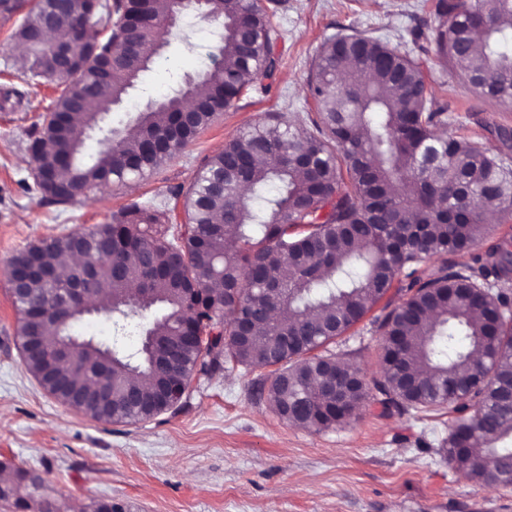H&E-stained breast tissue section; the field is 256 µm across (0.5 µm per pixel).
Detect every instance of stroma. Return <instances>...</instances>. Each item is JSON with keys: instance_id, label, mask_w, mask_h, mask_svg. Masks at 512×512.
Returning a JSON list of instances; mask_svg holds the SVG:
<instances>
[{"instance_id": "obj_1", "label": "stroma", "mask_w": 512, "mask_h": 512, "mask_svg": "<svg viewBox=\"0 0 512 512\" xmlns=\"http://www.w3.org/2000/svg\"><path fill=\"white\" fill-rule=\"evenodd\" d=\"M432 0H284L272 24L280 70L267 91L241 96L150 176L62 207L36 191L27 132L56 92L31 86L28 100L0 95V462L42 472L64 512H512V487L489 489L448 466L441 441L447 416L365 403L357 419L315 431L283 421L257 385L267 368L236 366L194 377L178 411L132 423L85 418L47 395L23 365L18 314L8 290L10 258L28 243L87 231L132 199L160 200L188 186L203 160L268 112L303 116L307 82L324 39L353 27L411 51L431 91L467 126L512 128V105L478 98L434 54L425 35ZM0 20V91L22 86L23 66ZM152 69L110 112L106 128L127 131L147 102L180 89L185 76L214 63L218 30L196 16L167 32ZM381 338L362 320L330 349L379 377Z\"/></svg>"}]
</instances>
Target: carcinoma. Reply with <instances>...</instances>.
I'll use <instances>...</instances> for the list:
<instances>
[{"label": "carcinoma", "instance_id": "obj_1", "mask_svg": "<svg viewBox=\"0 0 512 512\" xmlns=\"http://www.w3.org/2000/svg\"><path fill=\"white\" fill-rule=\"evenodd\" d=\"M27 0H0V19L21 16L12 38L27 51L24 74L55 84L59 94L28 133L33 180L49 203L65 206L104 184H122L160 168L245 93L266 90L278 67L271 24L281 0H211L220 27L222 60L202 72L188 97L168 95L139 114L136 135L106 143L90 159L75 127L95 126L154 64V21L172 0H70L58 36L76 66H46L51 42L35 38L45 9ZM430 40L455 77L481 99L512 104V0H435ZM103 29H98V25ZM365 76L368 81L360 82ZM316 112L302 124L269 112L205 159L182 198L185 221L171 223L177 204L132 199L89 232L27 244L11 259L27 275L12 296L19 314L22 361L43 390L94 421L148 420L171 407L154 391L166 377L164 358L183 386L227 365L273 368L261 388L288 423L320 431L358 416L336 404L323 384L341 386L354 366L322 348L345 335L391 289L403 296L381 308L372 325L382 336L385 408L438 411L451 407L442 451L448 465L487 488L512 485V241L503 240L473 263L448 269L447 255H466L488 234L483 204L497 203L512 221V166L490 154L482 134L438 135L448 126V102L432 95L419 60L379 36L359 33L324 40L308 83ZM198 112L189 123L182 109ZM81 111H73L74 105ZM278 185L270 194L267 187ZM81 249L90 260L85 294L112 298L114 331L140 330L134 316L161 305L164 314L143 330L134 352L88 345L69 362L45 371L81 318L61 288L47 279ZM141 288L124 302L130 283ZM220 283L217 290L213 285ZM252 324L247 342L237 321ZM223 330L214 346L185 342L203 330ZM38 337L40 350L25 349ZM489 365L494 380L474 381ZM106 384L112 404L81 394ZM0 502L14 512H61L43 493L34 468L9 467Z\"/></svg>", "mask_w": 512, "mask_h": 512}]
</instances>
